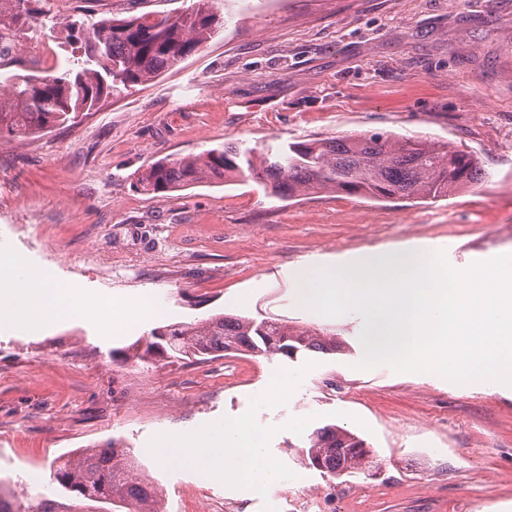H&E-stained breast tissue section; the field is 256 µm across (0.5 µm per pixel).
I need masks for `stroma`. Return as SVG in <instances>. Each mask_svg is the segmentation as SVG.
Segmentation results:
<instances>
[{"instance_id": "35a3bbf8", "label": "stroma", "mask_w": 512, "mask_h": 512, "mask_svg": "<svg viewBox=\"0 0 512 512\" xmlns=\"http://www.w3.org/2000/svg\"><path fill=\"white\" fill-rule=\"evenodd\" d=\"M193 0H97L120 17L174 16ZM212 38L176 67L72 125L0 138V281L13 257L85 294L145 295L164 320L92 316L0 329V479L53 512H112L61 492L51 466L110 442L132 449L162 512H501L512 502V387L358 369L361 316L300 303L302 272L342 255L438 245L458 271L512 256V0H217ZM0 65L63 61L52 16ZM389 132L475 152L489 179L436 202L337 193L281 199L252 181L135 189L162 158ZM224 313L330 330L338 350L125 359L160 324ZM285 395L268 397L278 382ZM248 417L279 478L263 493L165 464L146 449ZM363 439L373 477L310 466L311 435Z\"/></svg>"}]
</instances>
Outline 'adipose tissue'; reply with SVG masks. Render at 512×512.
<instances>
[{
	"instance_id": "adipose-tissue-1",
	"label": "adipose tissue",
	"mask_w": 512,
	"mask_h": 512,
	"mask_svg": "<svg viewBox=\"0 0 512 512\" xmlns=\"http://www.w3.org/2000/svg\"><path fill=\"white\" fill-rule=\"evenodd\" d=\"M9 305L0 314V329L25 330L32 327L36 316L47 319L74 320L96 315L111 319L114 300L92 298L81 289L56 280L50 273L28 275L23 259L11 263V280L4 296ZM225 478L246 483L252 491L261 492L278 479L275 465L266 456L261 438L248 418L242 417L225 426L223 440Z\"/></svg>"
}]
</instances>
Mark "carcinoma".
I'll list each match as a JSON object with an SVG mask.
<instances>
[{"instance_id": "carcinoma-1", "label": "carcinoma", "mask_w": 512, "mask_h": 512, "mask_svg": "<svg viewBox=\"0 0 512 512\" xmlns=\"http://www.w3.org/2000/svg\"><path fill=\"white\" fill-rule=\"evenodd\" d=\"M34 0H0V29L32 25ZM64 23L62 44L70 48L65 63L41 75H27L8 89L0 88V137L39 133L67 123L95 108L101 100L148 83L196 52L218 22L215 0H194L175 18L150 13L130 18L102 16L92 21V4ZM259 180L265 192L296 197L307 192L344 193L371 200L395 197L438 201L479 186L487 172L478 156L443 142H421L388 133H356L291 142L276 148L227 145L201 154L164 158L138 175L136 188L146 194L176 192L193 185L230 179ZM171 336L164 343L165 359L205 361L232 344L236 353L273 358L265 336L288 339L292 359L300 351L338 349L336 339L298 331L272 321L216 314L193 323L163 327ZM155 341L129 346L144 362L157 360ZM309 465L335 477H355L377 467L364 440L334 426L314 433L307 450ZM51 481L66 492L89 493L126 512H159L155 492L129 450L112 443L88 448L78 457L61 459ZM0 512H50L39 500L14 507L0 492Z\"/></svg>"}]
</instances>
